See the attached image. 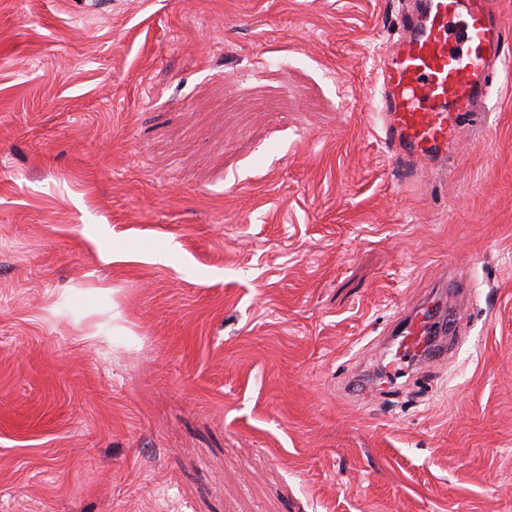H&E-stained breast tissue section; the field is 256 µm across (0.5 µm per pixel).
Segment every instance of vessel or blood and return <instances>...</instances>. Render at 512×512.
I'll return each instance as SVG.
<instances>
[{
  "instance_id": "obj_1",
  "label": "vessel or blood",
  "mask_w": 512,
  "mask_h": 512,
  "mask_svg": "<svg viewBox=\"0 0 512 512\" xmlns=\"http://www.w3.org/2000/svg\"><path fill=\"white\" fill-rule=\"evenodd\" d=\"M504 26L495 0H412L381 66L376 102L383 142L396 161L446 169L448 149L463 132L486 128L484 100L505 64ZM457 312L455 301L428 299L401 318L387 380L401 377L410 363L445 360L446 317Z\"/></svg>"
}]
</instances>
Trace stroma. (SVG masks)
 <instances>
[{"mask_svg": "<svg viewBox=\"0 0 512 512\" xmlns=\"http://www.w3.org/2000/svg\"><path fill=\"white\" fill-rule=\"evenodd\" d=\"M407 8L0 0V512H512V68L406 169ZM446 276L454 355L380 387Z\"/></svg>", "mask_w": 512, "mask_h": 512, "instance_id": "1", "label": "stroma"}]
</instances>
